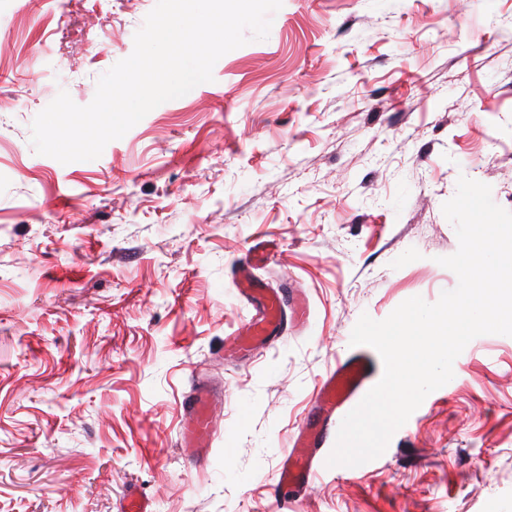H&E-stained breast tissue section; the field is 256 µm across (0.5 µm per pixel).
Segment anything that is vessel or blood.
<instances>
[{"mask_svg":"<svg viewBox=\"0 0 512 512\" xmlns=\"http://www.w3.org/2000/svg\"><path fill=\"white\" fill-rule=\"evenodd\" d=\"M270 256L267 243L252 246L235 271V283L241 296L251 300L254 312L238 330L235 340L239 349L246 350L264 344L270 328L286 319V305H299V297L279 288H269L254 279L253 267ZM371 362L367 356L354 353L337 363L322 383L308 416L298 429L295 448L279 473V486H307L314 473L317 453L335 432L340 417L346 416L369 391ZM215 398L200 386H193L184 402L182 448L196 458L206 453L214 435L213 412Z\"/></svg>","mask_w":512,"mask_h":512,"instance_id":"obj_1","label":"vessel or blood"}]
</instances>
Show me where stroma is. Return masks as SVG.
<instances>
[{
	"mask_svg": "<svg viewBox=\"0 0 512 512\" xmlns=\"http://www.w3.org/2000/svg\"><path fill=\"white\" fill-rule=\"evenodd\" d=\"M156 0H0V512H512V336L473 339L386 451L277 488L361 314L458 279L459 176L512 211V0H283L266 39L151 110L98 159L35 153ZM310 308L228 358L251 316L232 270ZM220 389L204 459L180 448L193 371Z\"/></svg>",
	"mask_w": 512,
	"mask_h": 512,
	"instance_id": "35a3bbf8",
	"label": "stroma"
}]
</instances>
